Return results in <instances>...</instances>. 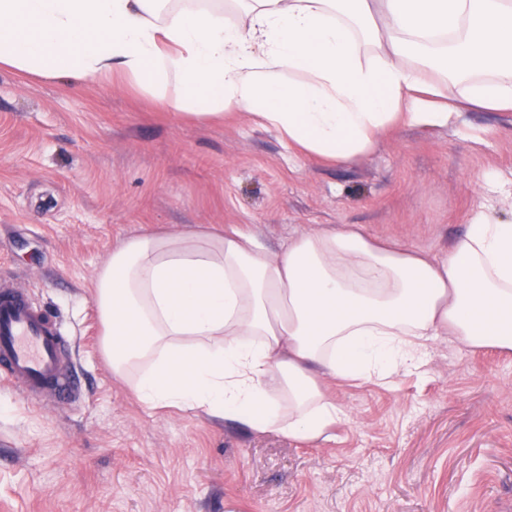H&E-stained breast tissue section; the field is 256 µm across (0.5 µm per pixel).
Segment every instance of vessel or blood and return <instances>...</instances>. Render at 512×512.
<instances>
[{
    "label": "vessel or blood",
    "instance_id": "1",
    "mask_svg": "<svg viewBox=\"0 0 512 512\" xmlns=\"http://www.w3.org/2000/svg\"><path fill=\"white\" fill-rule=\"evenodd\" d=\"M61 324L20 289L0 287V385L37 401L70 403L79 380L67 361Z\"/></svg>",
    "mask_w": 512,
    "mask_h": 512
}]
</instances>
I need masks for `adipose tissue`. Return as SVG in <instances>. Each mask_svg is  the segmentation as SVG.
<instances>
[{"mask_svg":"<svg viewBox=\"0 0 512 512\" xmlns=\"http://www.w3.org/2000/svg\"><path fill=\"white\" fill-rule=\"evenodd\" d=\"M0 0V65L162 87L230 107L347 162L401 126L512 112V0ZM94 299L117 375L147 407L202 410L317 440L342 414L321 379L418 371L433 344L512 351V222L482 214L443 258L353 226L269 254L232 229L143 235L112 251Z\"/></svg>","mask_w":512,"mask_h":512,"instance_id":"1","label":"adipose tissue"}]
</instances>
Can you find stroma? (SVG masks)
<instances>
[{"mask_svg": "<svg viewBox=\"0 0 512 512\" xmlns=\"http://www.w3.org/2000/svg\"><path fill=\"white\" fill-rule=\"evenodd\" d=\"M178 78L0 67V273L68 330L80 383L52 408L0 386V512H512V353L437 343L392 385H323L315 442L150 409L115 375L94 301L113 248L236 228L276 252L343 224L441 258L479 213L512 221V112L403 126L335 164L246 110L200 121Z\"/></svg>", "mask_w": 512, "mask_h": 512, "instance_id": "1", "label": "stroma"}]
</instances>
